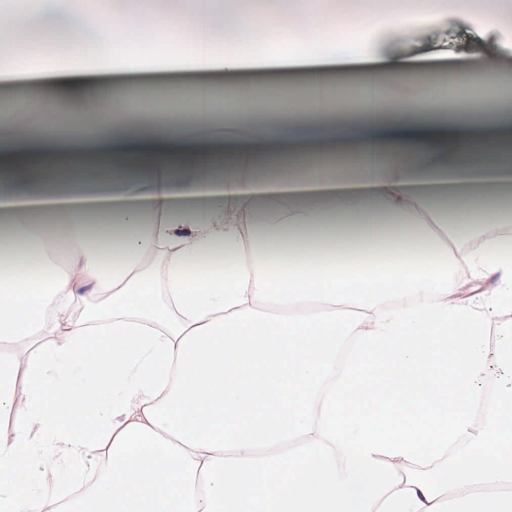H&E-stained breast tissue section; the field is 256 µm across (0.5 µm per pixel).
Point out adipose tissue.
Returning <instances> with one entry per match:
<instances>
[{"label":"adipose tissue","instance_id":"adipose-tissue-1","mask_svg":"<svg viewBox=\"0 0 512 512\" xmlns=\"http://www.w3.org/2000/svg\"><path fill=\"white\" fill-rule=\"evenodd\" d=\"M307 6L300 52L216 43L212 0L165 19L192 34L170 71L370 62L351 122L321 84L299 121L239 114L224 146L253 145L245 171L201 164L224 109L206 84L182 113L117 98L63 124L144 41L87 0H14L11 28L52 10L80 32L63 69L0 38L1 84L61 87L38 121L0 113V512H512V372L490 359H512V226L474 189L512 164V140L477 130L512 113L472 94L436 112L433 83ZM129 175L145 204L90 223ZM460 270L501 286L460 298ZM92 458L82 496L35 493L46 462Z\"/></svg>","mask_w":512,"mask_h":512}]
</instances>
